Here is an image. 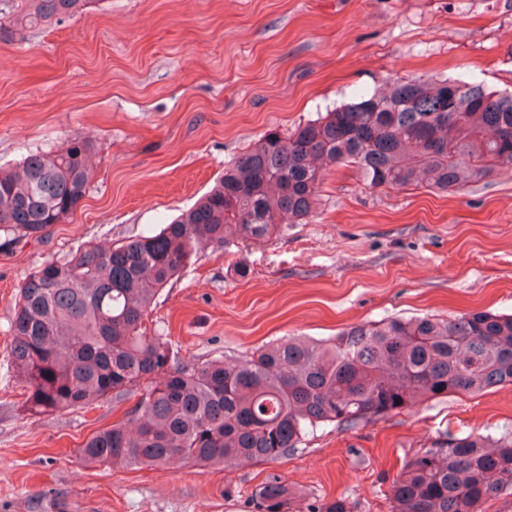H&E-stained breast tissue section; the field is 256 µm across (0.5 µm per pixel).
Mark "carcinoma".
Listing matches in <instances>:
<instances>
[{
    "instance_id": "1",
    "label": "carcinoma",
    "mask_w": 512,
    "mask_h": 512,
    "mask_svg": "<svg viewBox=\"0 0 512 512\" xmlns=\"http://www.w3.org/2000/svg\"><path fill=\"white\" fill-rule=\"evenodd\" d=\"M88 0H0V41L82 13ZM93 143L0 169V233L40 240L89 189ZM352 166L372 188L453 191L512 167V93L462 79L396 78L384 91L270 130L201 199L155 234L52 259L19 289L12 362L28 411L137 401L78 449L87 463L199 467L273 461L318 426L350 427L450 393L512 385V314L391 317L328 342H272L235 361H184L144 326L156 294L207 247L260 243L282 218H307L327 167ZM512 497V432L448 435L421 449L392 486L393 512H482ZM256 512H290L268 482Z\"/></svg>"
}]
</instances>
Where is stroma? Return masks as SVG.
Segmentation results:
<instances>
[{"label":"stroma","instance_id":"stroma-1","mask_svg":"<svg viewBox=\"0 0 512 512\" xmlns=\"http://www.w3.org/2000/svg\"><path fill=\"white\" fill-rule=\"evenodd\" d=\"M398 77L512 91V0H89L77 17L0 41V167L76 137L95 145L66 221L38 241L0 240V512H254L271 480L293 512L340 498L351 512H392L401 463L438 436L512 431V386H498L323 426L274 462L132 469L77 455L126 406L26 411L10 323L35 267L158 231L267 131ZM476 311L512 314V169L441 193L372 189L337 165L305 223L205 249L145 325L181 359L230 360L361 322Z\"/></svg>","mask_w":512,"mask_h":512}]
</instances>
